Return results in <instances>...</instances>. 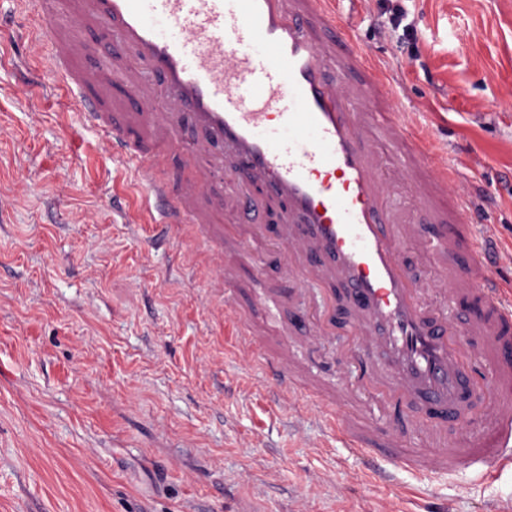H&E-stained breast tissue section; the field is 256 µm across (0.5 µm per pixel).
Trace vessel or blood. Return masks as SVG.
<instances>
[{
    "mask_svg": "<svg viewBox=\"0 0 512 512\" xmlns=\"http://www.w3.org/2000/svg\"><path fill=\"white\" fill-rule=\"evenodd\" d=\"M64 1L80 26L98 31L97 64L83 65L89 47L78 28L56 24ZM31 3L53 76L105 148L146 172L159 224L192 225L213 246L225 287L244 269L262 280L265 257L242 238L245 265L225 263L223 219L253 223L254 186L282 205L279 223L253 224L257 236L287 277L323 285L329 303L317 319L352 334L360 363L383 355L382 370L365 375L386 395V427L352 418L351 390L315 399L345 447L423 478H485L512 465V289L491 272L492 236L473 233L467 182L438 161L433 134L392 111L389 75L340 24L336 0ZM117 85L130 99L120 111ZM182 151L189 169L166 165ZM226 168L245 182L217 186ZM393 183L413 189L406 213L387 201ZM423 263L439 267L450 300H473L477 313L461 323L437 316ZM265 364L301 393L287 350ZM415 418L425 444L409 448L403 431Z\"/></svg>",
    "mask_w": 512,
    "mask_h": 512,
    "instance_id": "b4317fda",
    "label": "vessel or blood"
}]
</instances>
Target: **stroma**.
I'll list each match as a JSON object with an SVG mask.
<instances>
[{"label": "stroma", "instance_id": "obj_1", "mask_svg": "<svg viewBox=\"0 0 512 512\" xmlns=\"http://www.w3.org/2000/svg\"><path fill=\"white\" fill-rule=\"evenodd\" d=\"M404 13L411 37L394 29ZM391 72L394 106L435 135L478 187L512 283V0H340ZM0 512H512V466L493 479H420L352 455L317 411L277 393L224 322L240 303L203 244L134 223L142 174L112 159L72 96L44 81L37 29L0 0ZM39 83L19 92V70ZM268 351L289 346L325 388L349 352L239 310Z\"/></svg>", "mask_w": 512, "mask_h": 512}]
</instances>
